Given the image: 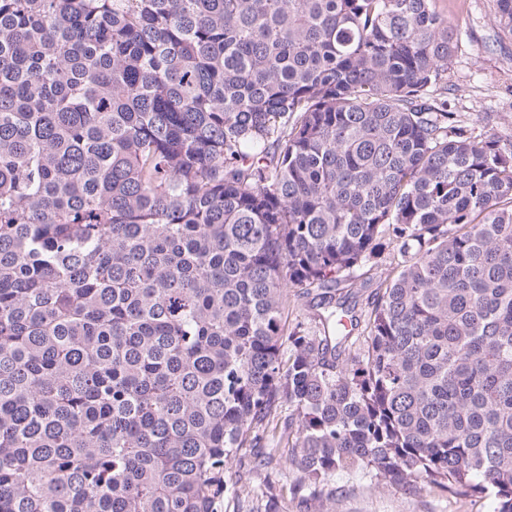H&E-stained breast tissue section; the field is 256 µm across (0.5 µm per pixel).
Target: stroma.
<instances>
[{
    "instance_id": "stroma-1",
    "label": "stroma",
    "mask_w": 512,
    "mask_h": 512,
    "mask_svg": "<svg viewBox=\"0 0 512 512\" xmlns=\"http://www.w3.org/2000/svg\"><path fill=\"white\" fill-rule=\"evenodd\" d=\"M437 5L458 39L447 74L448 108L456 124L512 149V35L490 24L495 0H438ZM296 477L295 466L285 456L261 473L231 464L226 474L231 493L224 500V512H251V489L266 484L276 495L270 512H319L317 502L303 509L282 494V487ZM336 484L340 492L332 504L334 512H490L485 499L448 497L425 486L408 494L358 473H338Z\"/></svg>"
}]
</instances>
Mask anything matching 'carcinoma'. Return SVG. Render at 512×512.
Here are the masks:
<instances>
[{
    "instance_id": "carcinoma-1",
    "label": "carcinoma",
    "mask_w": 512,
    "mask_h": 512,
    "mask_svg": "<svg viewBox=\"0 0 512 512\" xmlns=\"http://www.w3.org/2000/svg\"><path fill=\"white\" fill-rule=\"evenodd\" d=\"M454 50L435 0H0V512H221L267 439L293 500L512 512V151ZM386 255V259L380 263L378 266H374L369 270V267H364L360 270H357L353 276L354 280L351 282V286L346 289H350L352 294L356 296L354 300L357 302V311L358 314H364V311L367 309V297L371 294L373 288L376 287V284L380 281L386 279V277L392 276V268L396 266L397 259L393 260V256L390 257ZM392 262V264H391ZM363 274V275H362ZM370 279V284L368 288H363V281ZM316 291L312 292V295H309L308 297L298 299L294 306H290L288 308V311H285V333L288 334L289 329L293 328L294 325L298 321H303L304 323L310 324L309 326H314V320H313V313L314 310H311V307H309L310 301L311 304L313 301H317L312 299L314 295L316 294ZM408 494L370 480L358 473L336 475V501L333 512H489L488 500L457 495L448 497L424 486Z\"/></svg>"
}]
</instances>
